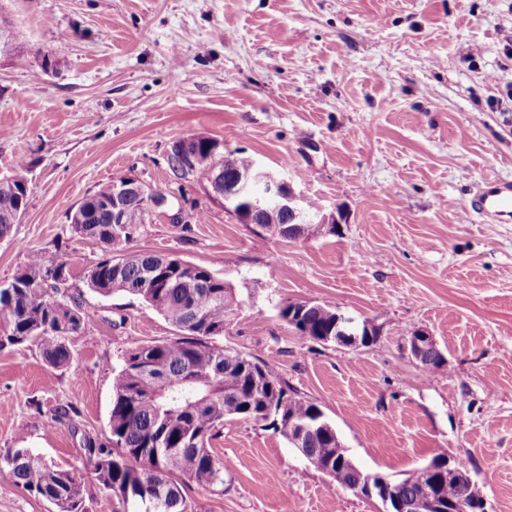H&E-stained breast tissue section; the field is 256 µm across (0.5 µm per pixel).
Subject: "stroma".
Masks as SVG:
<instances>
[{
  "instance_id": "obj_1",
  "label": "stroma",
  "mask_w": 512,
  "mask_h": 512,
  "mask_svg": "<svg viewBox=\"0 0 512 512\" xmlns=\"http://www.w3.org/2000/svg\"><path fill=\"white\" fill-rule=\"evenodd\" d=\"M0 179L25 162L28 206L0 238V281L30 251L65 261L81 305L73 359L0 348V454L29 448L87 477L123 354L176 330L132 295L86 284L104 256L70 228L100 184L134 176L203 222L153 213L135 249L206 266L241 303L216 345L273 363L364 471L405 479L438 451L463 460L489 512H512V223L464 220L477 184L512 180V0H0ZM53 55L54 72L41 67ZM201 135L258 160L327 222L284 240L242 224L204 175L175 179L172 143ZM321 302L379 328L360 348L299 338L282 302ZM428 331L448 363L405 346ZM223 491L193 512H383L273 428L225 420Z\"/></svg>"
}]
</instances>
